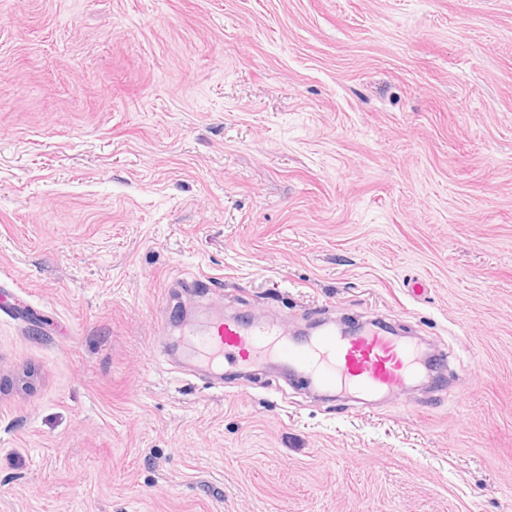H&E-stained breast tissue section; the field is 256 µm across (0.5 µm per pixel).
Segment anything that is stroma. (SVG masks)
I'll return each instance as SVG.
<instances>
[{
  "label": "stroma",
  "instance_id": "stroma-1",
  "mask_svg": "<svg viewBox=\"0 0 512 512\" xmlns=\"http://www.w3.org/2000/svg\"><path fill=\"white\" fill-rule=\"evenodd\" d=\"M218 308L447 384L214 385ZM0 512H512V0H0Z\"/></svg>",
  "mask_w": 512,
  "mask_h": 512
}]
</instances>
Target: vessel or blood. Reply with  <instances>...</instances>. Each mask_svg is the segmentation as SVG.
I'll return each instance as SVG.
<instances>
[{
	"mask_svg": "<svg viewBox=\"0 0 512 512\" xmlns=\"http://www.w3.org/2000/svg\"><path fill=\"white\" fill-rule=\"evenodd\" d=\"M199 365H253L264 359L299 367L306 379L330 391L389 394L406 387L421 365L419 349L388 328L368 322L355 333L335 328L303 340L289 337L280 325L262 319L214 316L204 333L188 331Z\"/></svg>",
	"mask_w": 512,
	"mask_h": 512,
	"instance_id": "1",
	"label": "vessel or blood"
}]
</instances>
